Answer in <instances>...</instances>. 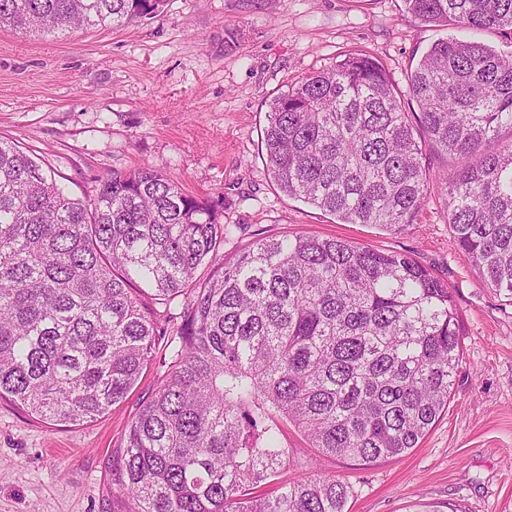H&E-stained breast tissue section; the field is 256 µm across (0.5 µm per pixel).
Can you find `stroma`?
I'll list each match as a JSON object with an SVG mask.
<instances>
[{"label":"stroma","instance_id":"1","mask_svg":"<svg viewBox=\"0 0 512 512\" xmlns=\"http://www.w3.org/2000/svg\"><path fill=\"white\" fill-rule=\"evenodd\" d=\"M450 36L512 54L498 32L420 22L404 0H164L152 18L116 28H0V137L40 158L74 197L91 198L112 171L146 167L236 225L224 261L260 237L317 235L405 253L447 282L464 333L448 408L399 458L324 462L352 485L348 512H512V301L451 246L444 181L401 233L341 224L276 189L261 132L274 97L351 52L382 64L417 111L408 75ZM166 371L154 358L119 408L82 426L1 400L0 512H123L112 461Z\"/></svg>","mask_w":512,"mask_h":512}]
</instances>
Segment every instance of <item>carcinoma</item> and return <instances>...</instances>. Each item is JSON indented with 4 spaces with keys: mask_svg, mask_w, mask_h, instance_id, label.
<instances>
[{
    "mask_svg": "<svg viewBox=\"0 0 512 512\" xmlns=\"http://www.w3.org/2000/svg\"><path fill=\"white\" fill-rule=\"evenodd\" d=\"M163 0H0L30 33L120 26ZM423 23L512 39V0H405ZM409 115L374 58L350 53L273 98L261 136L271 182L343 224L403 231L428 199L423 147L453 158V248L512 300V55L441 39L408 76ZM233 232L209 201L149 168L73 198L0 138V399L56 424L125 400L150 357L168 374L115 462L126 512H347L351 484L319 470L418 446L448 408L461 352L448 283L412 257L338 238L255 239L204 281ZM155 303L182 296L168 335ZM314 455L281 446V422ZM290 469L307 476L284 480ZM273 487L260 493V487Z\"/></svg>",
    "mask_w": 512,
    "mask_h": 512,
    "instance_id": "1",
    "label": "carcinoma"
}]
</instances>
